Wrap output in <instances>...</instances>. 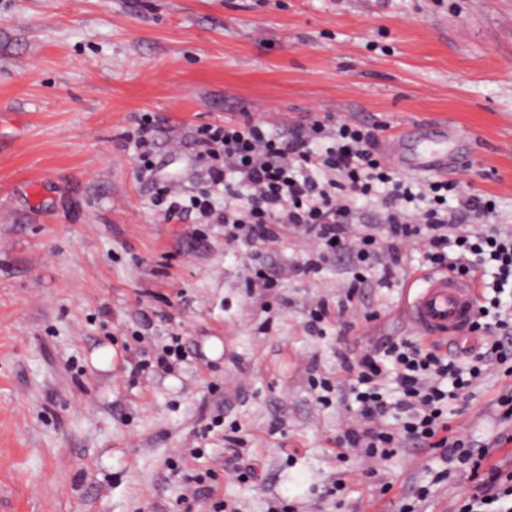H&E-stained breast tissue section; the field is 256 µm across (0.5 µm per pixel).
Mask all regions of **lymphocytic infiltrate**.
Masks as SVG:
<instances>
[{
	"mask_svg": "<svg viewBox=\"0 0 512 512\" xmlns=\"http://www.w3.org/2000/svg\"><path fill=\"white\" fill-rule=\"evenodd\" d=\"M383 130L378 123L332 115L286 128L249 115L202 124L188 136L174 135L170 141L190 149L200 162L204 187L186 194L157 185L153 205L169 221L190 218L199 224L223 225L225 236L242 242L258 260L247 284L261 294L274 288L276 279L260 259L286 229L309 246L307 260L294 268L296 274L309 276L331 258H347L351 298L365 283V270L380 268L387 278L400 270L403 251L411 242L422 243L433 270L468 277L494 265L489 285L493 295L480 307L481 319L472 324L470 337L455 341V354L443 352L438 343L398 340L387 344L385 354L392 364L388 371L368 351L342 357L339 367L359 405V420L338 444L383 460L408 442L441 449L445 460L470 463L478 474L476 494L458 512H512L506 505L512 488L505 487L502 468H483L482 457L449 436L442 411L448 398L444 380H452L459 389L469 388L482 364L503 359L512 350V301L502 298L506 286H512V233L450 236L449 197H456L459 211L481 218L490 212L489 202L461 192L456 181L436 177L415 182L401 176L380 151ZM158 133L154 117L145 113L123 136L136 148L140 174L147 180L159 168ZM218 191L224 194L220 204L214 198ZM371 197L379 201L376 217L355 212L359 199ZM468 351L477 363L465 370L457 357ZM388 372L399 389L393 401L380 387ZM393 413L401 419L396 432L381 424Z\"/></svg>",
	"mask_w": 512,
	"mask_h": 512,
	"instance_id": "f902f5d3",
	"label": "lymphocytic infiltrate"
}]
</instances>
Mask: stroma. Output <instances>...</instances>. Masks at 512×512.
<instances>
[{"label":"stroma","mask_w":512,"mask_h":512,"mask_svg":"<svg viewBox=\"0 0 512 512\" xmlns=\"http://www.w3.org/2000/svg\"><path fill=\"white\" fill-rule=\"evenodd\" d=\"M142 112L162 141L245 112L280 126L330 113L390 136L451 123L449 179L512 232V0H0L5 512H188L183 477L209 469L224 512H456L474 481L437 449L336 456L357 419L339 357L417 340L401 308L423 247L390 278L372 271L344 312L350 272L335 260L251 299L249 252L223 225L153 206L121 146ZM322 303L330 316L309 331ZM175 334L183 361L136 371ZM106 344L116 359L99 373L88 357ZM314 375L335 382L328 404ZM509 385L512 357L445 415L451 436L512 468Z\"/></svg>","instance_id":"1"}]
</instances>
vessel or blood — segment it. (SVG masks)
<instances>
[{
  "mask_svg": "<svg viewBox=\"0 0 512 512\" xmlns=\"http://www.w3.org/2000/svg\"><path fill=\"white\" fill-rule=\"evenodd\" d=\"M455 129L443 124L437 139L427 141L414 156H406L402 136L385 145L390 162L406 172L443 174L448 170V137ZM414 288L408 289L403 313L428 340L453 339L466 331L475 319L477 290L472 281L449 273L422 272Z\"/></svg>",
  "mask_w": 512,
  "mask_h": 512,
  "instance_id": "obj_1",
  "label": "vessel or blood"
}]
</instances>
